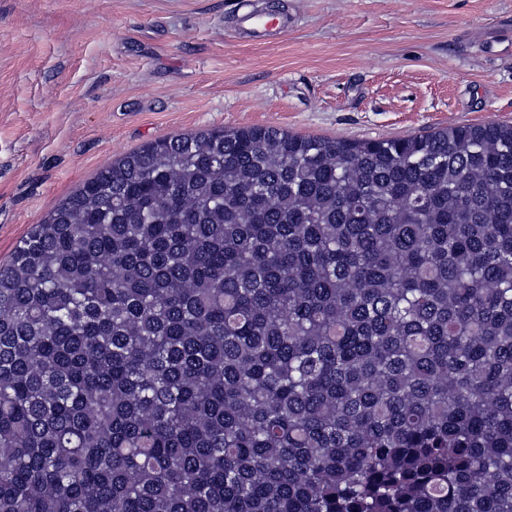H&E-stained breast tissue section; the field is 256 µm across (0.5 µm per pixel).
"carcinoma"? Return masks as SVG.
Returning a JSON list of instances; mask_svg holds the SVG:
<instances>
[{
    "mask_svg": "<svg viewBox=\"0 0 512 512\" xmlns=\"http://www.w3.org/2000/svg\"><path fill=\"white\" fill-rule=\"evenodd\" d=\"M0 512H512V125L98 171L0 265Z\"/></svg>",
    "mask_w": 512,
    "mask_h": 512,
    "instance_id": "carcinoma-1",
    "label": "carcinoma"
}]
</instances>
